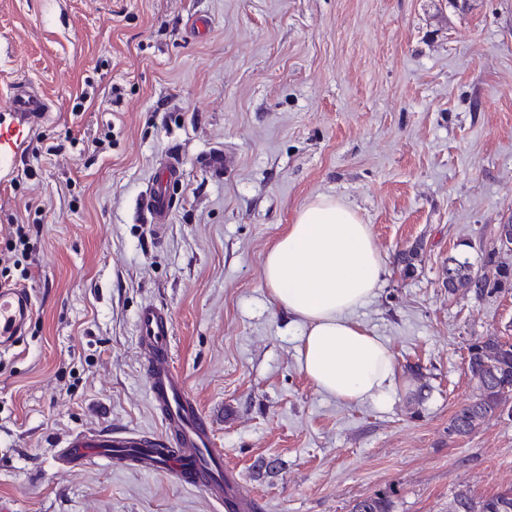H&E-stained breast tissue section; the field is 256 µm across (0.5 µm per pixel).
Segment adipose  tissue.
<instances>
[{"mask_svg":"<svg viewBox=\"0 0 512 512\" xmlns=\"http://www.w3.org/2000/svg\"><path fill=\"white\" fill-rule=\"evenodd\" d=\"M384 272L370 225L328 196L303 205L267 252L270 302L301 324L300 367L320 392L360 403L395 388L391 350L354 318Z\"/></svg>","mask_w":512,"mask_h":512,"instance_id":"obj_1","label":"adipose tissue"}]
</instances>
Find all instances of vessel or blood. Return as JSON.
<instances>
[{"instance_id":"obj_1","label":"vessel or blood","mask_w":512,"mask_h":512,"mask_svg":"<svg viewBox=\"0 0 512 512\" xmlns=\"http://www.w3.org/2000/svg\"><path fill=\"white\" fill-rule=\"evenodd\" d=\"M7 108L13 121L0 126V161L18 154L27 141V126L48 112L50 102L43 94L23 91L10 96ZM178 171V159H171L146 191L143 208L154 223L166 222L172 213ZM32 311L28 289L0 286L1 347L17 343ZM137 330L150 404L167 429L166 439L160 442L131 432L78 434L65 447L54 449L55 464L73 471L104 459L141 472H166L183 485L203 489L222 512H257L258 502L240 490L235 474L224 467L213 448L209 422L190 403L184 380L172 364L170 312L160 305H144L137 316Z\"/></svg>"}]
</instances>
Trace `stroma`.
I'll list each match as a JSON object with an SVG mask.
<instances>
[{
	"label": "stroma",
	"mask_w": 512,
	"mask_h": 512,
	"mask_svg": "<svg viewBox=\"0 0 512 512\" xmlns=\"http://www.w3.org/2000/svg\"><path fill=\"white\" fill-rule=\"evenodd\" d=\"M23 83L53 108L0 164V241L16 219L41 227L6 281L36 299L0 350L10 512H215L165 472L53 462L80 432L165 436L136 336L149 302L169 308L174 366L262 512L377 493L390 512H448L458 490L512 489V395L448 437L476 392L469 341H512V291L452 294L443 276L512 224V0H0V123ZM170 155L175 207L156 225L141 199ZM319 195L385 259L354 315L394 355L383 402L321 393L268 298L264 257Z\"/></svg>",
	"instance_id": "35a3bbf8"
}]
</instances>
